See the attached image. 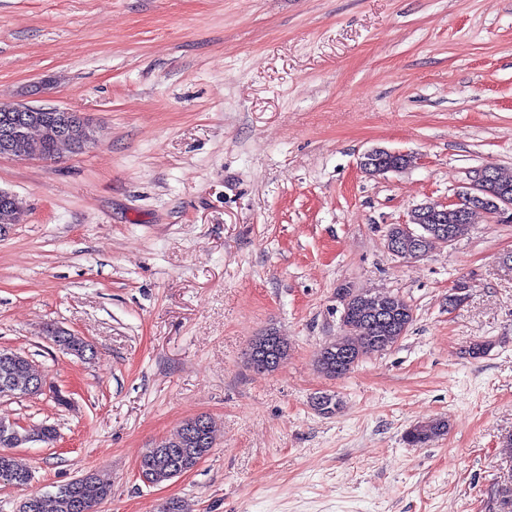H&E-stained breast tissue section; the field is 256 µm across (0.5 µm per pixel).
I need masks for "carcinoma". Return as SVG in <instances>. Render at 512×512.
<instances>
[{"label": "carcinoma", "mask_w": 512, "mask_h": 512, "mask_svg": "<svg viewBox=\"0 0 512 512\" xmlns=\"http://www.w3.org/2000/svg\"><path fill=\"white\" fill-rule=\"evenodd\" d=\"M58 113L42 112L41 156L57 160L63 152L80 153L89 138L76 127L70 147L62 151L57 147L55 126ZM495 179L486 185L488 197L497 195L505 186L512 195V172L491 166ZM24 206L0 202V225L19 224L23 220ZM427 239L417 243L397 234L396 247L391 252L404 259L424 256L433 243L440 240L438 232L447 230L459 237L468 225L458 221L455 213H447L439 224H426ZM336 296L343 306L342 335L323 345L316 354V364L326 377L339 379L347 376L366 356L385 352L394 347L406 335L414 321L409 302L391 292H359L347 285L337 289ZM50 340L69 354L83 358L90 346L80 337L68 332L51 330ZM288 359V343L274 331H266L254 337L248 349V364L256 372H273ZM38 376L30 358L7 348H0V398L33 397L41 394L34 382ZM312 406L324 415L334 414L341 403L336 396L322 394L313 398ZM448 434V421L436 418L417 424L406 431L404 441L410 446L427 445ZM57 431L51 424L22 428L0 420V486L23 487L32 479L31 470L18 465L14 457L5 452L17 448L22 442L51 443ZM213 448V430L209 418L201 415L185 421L170 438L156 448H148L141 457L143 479L151 484L182 476L192 471L200 460ZM111 495V485L96 474L89 473L57 487L54 492L35 493L26 497L18 512H95L96 507Z\"/></svg>", "instance_id": "cac0c4a2"}]
</instances>
